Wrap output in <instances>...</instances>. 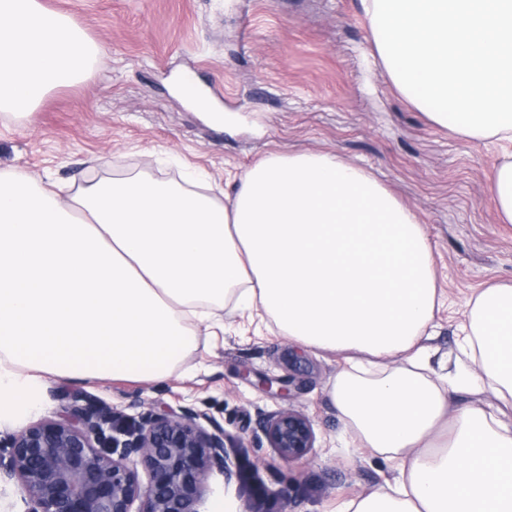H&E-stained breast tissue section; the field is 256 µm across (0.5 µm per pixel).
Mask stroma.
I'll return each instance as SVG.
<instances>
[{
    "label": "stroma",
    "instance_id": "35a3bbf8",
    "mask_svg": "<svg viewBox=\"0 0 512 512\" xmlns=\"http://www.w3.org/2000/svg\"><path fill=\"white\" fill-rule=\"evenodd\" d=\"M65 13L105 57L79 83L53 89L20 123L0 120V170L80 188L146 175L172 181L207 171L223 200L235 177L273 154L322 152L371 172L414 212L429 240L445 304L436 312L432 369L453 374L467 301L488 280L512 283V224L489 191L498 146L432 124L377 59L360 0H41ZM191 75L230 123L185 104L174 80ZM342 355L288 340L270 321L224 309L165 379L73 383L44 378L35 405L0 420V446L18 431L61 421L79 406L109 408L136 426L171 411L212 416L242 445L238 469L211 470L205 512H338L394 482L396 464L359 445L325 386ZM285 381L286 394L262 378ZM306 414L316 446L286 462L262 431L268 414Z\"/></svg>",
    "mask_w": 512,
    "mask_h": 512
}]
</instances>
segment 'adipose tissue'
<instances>
[{
  "mask_svg": "<svg viewBox=\"0 0 512 512\" xmlns=\"http://www.w3.org/2000/svg\"><path fill=\"white\" fill-rule=\"evenodd\" d=\"M380 62L429 120L502 144L491 184L512 223V0H361ZM72 19L0 0V117L29 115L101 62ZM233 303L289 340L345 355L328 386L362 447L397 460L394 486L342 512H512V427L451 412L428 372L441 300L416 215L330 153L273 155L233 196L149 177L75 194L0 172V417L34 402L41 374L158 380ZM458 351L512 407V284L466 303Z\"/></svg>",
  "mask_w": 512,
  "mask_h": 512,
  "instance_id": "1",
  "label": "adipose tissue"
}]
</instances>
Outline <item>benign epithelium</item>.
<instances>
[{
  "label": "benign epithelium",
  "mask_w": 512,
  "mask_h": 512,
  "mask_svg": "<svg viewBox=\"0 0 512 512\" xmlns=\"http://www.w3.org/2000/svg\"><path fill=\"white\" fill-rule=\"evenodd\" d=\"M108 422L109 436L76 409L67 421L22 429L0 456V478L19 483L29 512H201L210 470L224 468L220 424L184 412L138 428ZM263 432L284 461H300L315 447L311 420L295 409L268 415Z\"/></svg>",
  "instance_id": "obj_1"
}]
</instances>
